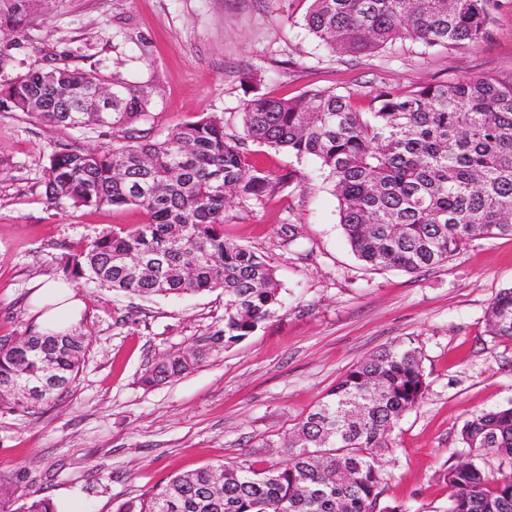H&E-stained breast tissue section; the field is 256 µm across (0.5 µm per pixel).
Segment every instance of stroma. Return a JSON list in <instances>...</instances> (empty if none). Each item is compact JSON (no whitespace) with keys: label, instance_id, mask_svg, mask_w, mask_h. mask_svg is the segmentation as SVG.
<instances>
[{"label":"stroma","instance_id":"stroma-1","mask_svg":"<svg viewBox=\"0 0 512 512\" xmlns=\"http://www.w3.org/2000/svg\"><path fill=\"white\" fill-rule=\"evenodd\" d=\"M307 0H43L0 84L67 55L70 66L148 84L140 128L237 112L253 91L290 98L311 89L354 94L512 76V0L491 37L433 55L407 40L370 56L328 53L304 28ZM258 72V88L245 85ZM91 135L0 110V338L34 325L31 293L62 278L67 254L103 231L146 220L133 206L59 208L44 169L63 147H116ZM252 163L290 187L228 211L225 238L264 255L281 283L276 314L239 343L216 348L181 377L147 387L156 360L224 326V294L141 300L76 282L86 303L74 329L89 348L72 389L26 413L0 411V481L46 496L60 512H117L171 476L245 461L258 470L286 457L290 429L353 365L402 340L422 353L427 389L391 434L381 505L446 512L443 473L467 455L472 414L512 404V341L489 336L486 311L512 287V237L477 239L447 263L406 273L365 267L349 250L338 203L309 160L251 145ZM295 225L299 248L283 246Z\"/></svg>","mask_w":512,"mask_h":512}]
</instances>
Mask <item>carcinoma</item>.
<instances>
[{
	"label": "carcinoma",
	"mask_w": 512,
	"mask_h": 512,
	"mask_svg": "<svg viewBox=\"0 0 512 512\" xmlns=\"http://www.w3.org/2000/svg\"><path fill=\"white\" fill-rule=\"evenodd\" d=\"M37 0H0V30L23 39ZM501 0H310L304 27L329 53L367 55L409 39L427 49L477 46L491 33ZM112 88V109L88 110ZM144 86L67 63L32 68L0 88V107L82 130H126L127 143L62 148L45 168L52 205L135 206L147 217L103 232L68 256L76 280L140 297L224 292V328L169 354L141 377L145 386L204 363L214 345L251 335L280 305L275 268L224 238L227 212L292 184L249 163L247 143L310 159L330 180L339 224L353 254L374 269L408 273L448 261L475 239L512 236V77L483 76L386 89L358 110L353 95L314 89L292 98L256 93L237 128L213 116L153 139L133 124L149 112ZM488 334L512 339V287L489 305ZM88 350L72 331L29 329L0 339V410L25 411L69 392ZM364 418L339 419L342 403L372 396ZM427 388L421 353L405 341L354 365L293 428L285 460L267 470L244 462L179 474L118 512H400L379 507L380 457L399 420ZM461 442L474 457L448 466V512H512V480L490 479L476 457L512 468V404L467 420ZM344 471L354 474L341 482ZM0 512H57L47 497L0 482Z\"/></svg>",
	"instance_id": "1"
}]
</instances>
